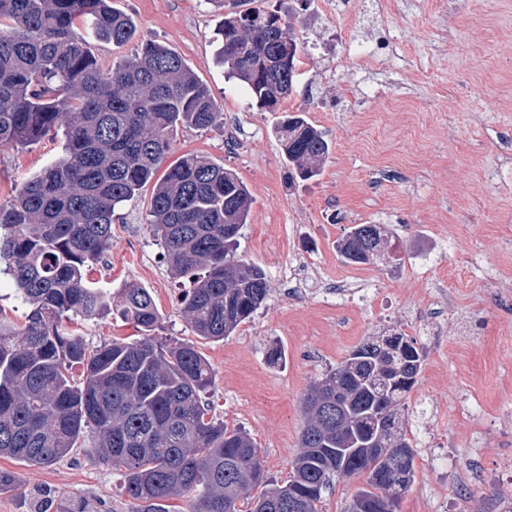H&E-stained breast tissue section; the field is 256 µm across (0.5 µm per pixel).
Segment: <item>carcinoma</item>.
<instances>
[{
    "mask_svg": "<svg viewBox=\"0 0 512 512\" xmlns=\"http://www.w3.org/2000/svg\"><path fill=\"white\" fill-rule=\"evenodd\" d=\"M88 32L120 47L136 24L112 0H0V146L62 136L61 157L0 204V266L29 308L22 324L0 309V456L49 466L90 431L144 512H168L177 497L190 512H319L332 476L363 472L345 512H395L415 477L400 405L424 361L416 340L370 337L311 386L300 451L279 484L248 431L208 416L212 375L195 345L155 339L162 316L151 292L130 283L115 304L87 278L112 246L116 208L150 185L147 223L172 278L191 283L181 313L196 336L232 335L269 295L265 272L238 256V233L224 232L250 213L236 172L193 153L164 167L172 130L224 123L207 88L155 42L106 69ZM221 34L228 74L278 111L293 90V28L256 6L224 16ZM275 134L291 177L321 173L331 145L318 126L289 115ZM336 251L368 264L396 247L384 225L355 224ZM112 310L140 338L91 350L70 328Z\"/></svg>",
    "mask_w": 512,
    "mask_h": 512,
    "instance_id": "carcinoma-1",
    "label": "carcinoma"
}]
</instances>
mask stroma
<instances>
[{
  "mask_svg": "<svg viewBox=\"0 0 512 512\" xmlns=\"http://www.w3.org/2000/svg\"><path fill=\"white\" fill-rule=\"evenodd\" d=\"M264 0L294 29L297 76L281 112L260 110L219 63L216 0H112L137 34L93 39L105 66L144 40L179 53L224 114L218 128L172 132L173 157L194 153L237 172L252 195L238 253L266 273L262 307L220 342L196 339L147 224L150 190L115 212L112 248L89 277L151 292L161 337L195 341L214 384L205 399L244 427L267 474L287 481L310 385L364 339L402 331L426 350L406 396L415 482L397 512H500L512 503V0ZM386 54L382 70L350 48ZM306 114L332 151L313 181H292L274 134L282 112ZM62 154L44 138L0 147V203ZM383 224L403 261L344 263L336 241ZM88 347L135 335L113 316L75 322ZM285 354L269 364L266 352ZM93 434L48 467L0 457L18 478L0 512H132L121 476L93 461Z\"/></svg>",
  "mask_w": 512,
  "mask_h": 512,
  "instance_id": "1",
  "label": "stroma"
}]
</instances>
